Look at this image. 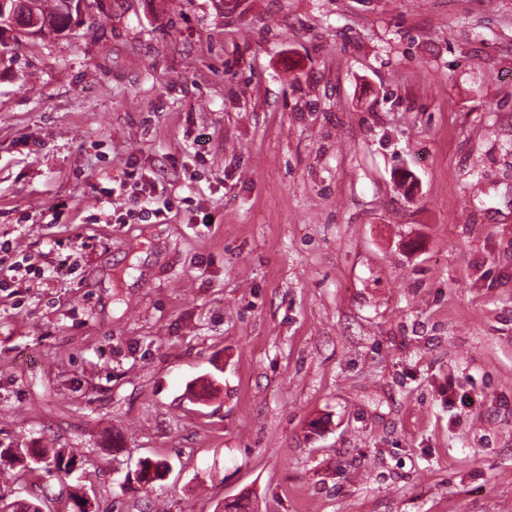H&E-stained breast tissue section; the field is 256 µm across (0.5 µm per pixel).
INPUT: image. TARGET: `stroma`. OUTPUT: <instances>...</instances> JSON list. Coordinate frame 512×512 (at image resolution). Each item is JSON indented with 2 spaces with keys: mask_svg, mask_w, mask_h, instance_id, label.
Returning <instances> with one entry per match:
<instances>
[{
  "mask_svg": "<svg viewBox=\"0 0 512 512\" xmlns=\"http://www.w3.org/2000/svg\"><path fill=\"white\" fill-rule=\"evenodd\" d=\"M98 2L0 45V240L71 267L0 290V446L77 457L0 500L512 512V0ZM154 208L140 207L139 210L130 207H113L112 222L114 224H135L137 221H144L143 218L153 216L158 222H164L168 219L171 212L172 202L168 199L162 202H152ZM147 215V216H146Z\"/></svg>",
  "mask_w": 512,
  "mask_h": 512,
  "instance_id": "obj_1",
  "label": "stroma"
}]
</instances>
